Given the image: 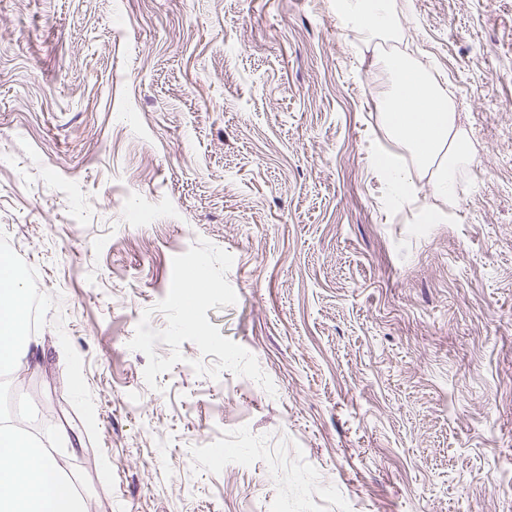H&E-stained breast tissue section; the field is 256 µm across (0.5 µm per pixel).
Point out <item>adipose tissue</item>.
<instances>
[{
    "instance_id": "ef3b65f1",
    "label": "adipose tissue",
    "mask_w": 512,
    "mask_h": 512,
    "mask_svg": "<svg viewBox=\"0 0 512 512\" xmlns=\"http://www.w3.org/2000/svg\"><path fill=\"white\" fill-rule=\"evenodd\" d=\"M336 12L365 42L397 36L401 22L391 0H336ZM371 65L391 82L381 101L388 134L426 175L433 197L456 202L457 171L468 159L467 139L445 87L406 56L380 54ZM0 253V372L23 366L26 290ZM0 512H91L62 466L20 423L0 425Z\"/></svg>"
}]
</instances>
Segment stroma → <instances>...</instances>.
<instances>
[{
	"instance_id": "obj_1",
	"label": "stroma",
	"mask_w": 512,
	"mask_h": 512,
	"mask_svg": "<svg viewBox=\"0 0 512 512\" xmlns=\"http://www.w3.org/2000/svg\"><path fill=\"white\" fill-rule=\"evenodd\" d=\"M408 2L474 147L439 224L332 0H0L11 407L97 512H512V0ZM12 265L9 255L0 253V372L20 373L22 353L28 344L24 332L27 314L26 288L13 274L2 275Z\"/></svg>"
}]
</instances>
